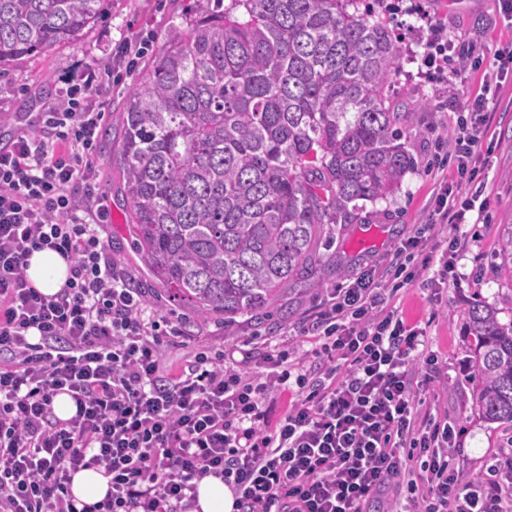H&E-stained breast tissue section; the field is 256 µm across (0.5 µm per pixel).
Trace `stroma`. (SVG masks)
<instances>
[{
  "mask_svg": "<svg viewBox=\"0 0 512 512\" xmlns=\"http://www.w3.org/2000/svg\"><path fill=\"white\" fill-rule=\"evenodd\" d=\"M392 26L401 46L400 69L394 94L405 112L403 140L418 167L406 174L400 189L387 200L367 205L364 220L337 231L331 243H318L321 284L282 289L268 316L256 321L236 317L223 323L200 319L189 305L171 300L153 278L142 255L132 244L127 226V204L122 172L111 156L122 139L119 115L139 75H124L121 83L100 88L106 104L108 133L98 137L99 180L108 197L112 223L100 233L111 246L112 256L143 288L147 309L181 324V344L167 346L166 361L180 368L197 349L215 354L230 348L247 352L250 366L262 370L263 355L272 346L288 350L291 358L315 365L317 339L308 333L320 303L331 288L354 280L364 271H384L394 249L410 237L427 240L434 253H441L452 238L461 241L456 266L446 284L434 287L429 278L434 268L423 270L415 282L405 286L394 300L399 315L427 331V350L445 372L443 380L422 391L423 398L445 411L454 423L451 451L464 478L482 475L492 456L512 449V429L487 421L477 399L473 340L465 327L469 302L480 299L499 307L501 322L512 321V306L504 299L512 295V280L500 276L504 237L512 229V84L487 96L484 121L488 151L477 160L487 187L485 224L453 228L435 224V197L443 181H455L454 166L439 167L454 140L457 121L468 98L482 92V73L462 67L464 53L492 62L496 51L512 49V21L503 17L499 0H386ZM208 0H105L99 20L79 39L0 69V115L26 114L37 99L56 98L64 78L82 64L107 61L113 44L121 36L152 32L154 45H161L172 20L203 9ZM440 20L453 46L450 68H461L457 90L417 78L414 58L430 31L422 14Z\"/></svg>",
  "mask_w": 512,
  "mask_h": 512,
  "instance_id": "obj_1",
  "label": "stroma"
}]
</instances>
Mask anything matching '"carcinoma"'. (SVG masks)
<instances>
[{
    "label": "carcinoma",
    "mask_w": 512,
    "mask_h": 512,
    "mask_svg": "<svg viewBox=\"0 0 512 512\" xmlns=\"http://www.w3.org/2000/svg\"><path fill=\"white\" fill-rule=\"evenodd\" d=\"M103 0H0V66L75 41ZM365 0H215L168 34L125 101L129 234L169 298L263 317L312 285L313 246L414 170L390 87L394 30ZM467 308L484 416L512 427V321Z\"/></svg>",
    "instance_id": "carcinoma-1"
}]
</instances>
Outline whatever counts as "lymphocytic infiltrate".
I'll return each instance as SVG.
<instances>
[{
  "label": "lymphocytic infiltrate",
  "instance_id": "1",
  "mask_svg": "<svg viewBox=\"0 0 512 512\" xmlns=\"http://www.w3.org/2000/svg\"><path fill=\"white\" fill-rule=\"evenodd\" d=\"M430 29L418 72L452 84L444 28ZM149 47L121 38L111 64L85 63L37 127L0 148V512H192L210 475L231 489L235 512H369L402 485L407 500L392 512H512V453L464 479L448 452L452 424L415 394L417 361L434 362L426 331L387 303L418 276L419 238L397 247L387 284L367 273L327 294L311 325L319 373L284 350L266 353L264 373L204 351L168 367L164 348L182 328L147 316L142 289L100 235L112 214L99 182L105 110L95 90ZM483 107L476 96L459 121L460 180L439 189L441 223L489 221L472 188ZM45 248L70 263L53 295L26 273ZM291 379L303 395L269 424L268 401ZM61 394L76 406L67 419L54 411ZM84 468L111 481L103 501L79 508L70 482Z\"/></svg>",
  "mask_w": 512,
  "mask_h": 512
}]
</instances>
